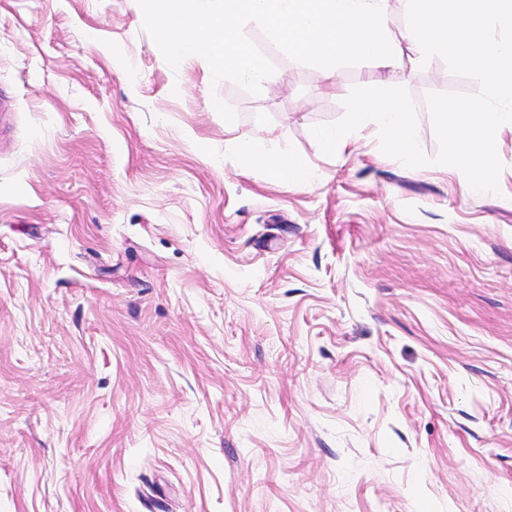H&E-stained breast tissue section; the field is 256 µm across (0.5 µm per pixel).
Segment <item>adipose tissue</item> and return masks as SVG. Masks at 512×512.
Here are the masks:
<instances>
[{"label": "adipose tissue", "instance_id": "1", "mask_svg": "<svg viewBox=\"0 0 512 512\" xmlns=\"http://www.w3.org/2000/svg\"><path fill=\"white\" fill-rule=\"evenodd\" d=\"M235 156L242 173L263 170L274 182L284 186L298 187L306 185L308 164L298 155L277 156L262 145L248 140L238 141Z\"/></svg>", "mask_w": 512, "mask_h": 512}]
</instances>
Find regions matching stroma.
Here are the masks:
<instances>
[{"label":"stroma","instance_id":"stroma-1","mask_svg":"<svg viewBox=\"0 0 512 512\" xmlns=\"http://www.w3.org/2000/svg\"><path fill=\"white\" fill-rule=\"evenodd\" d=\"M142 24L0 0V512H512V134L492 195L311 134L402 86L432 159L427 94L478 81L251 26L283 77L254 96ZM236 137L308 186L240 173Z\"/></svg>","mask_w":512,"mask_h":512}]
</instances>
